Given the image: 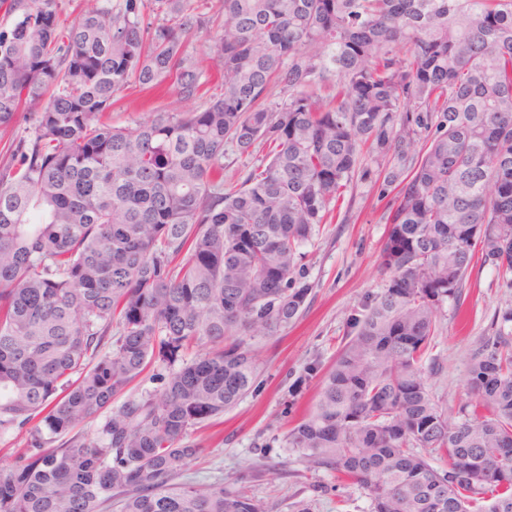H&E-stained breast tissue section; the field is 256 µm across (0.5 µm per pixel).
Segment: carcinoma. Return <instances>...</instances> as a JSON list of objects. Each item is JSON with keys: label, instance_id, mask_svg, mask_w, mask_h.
Instances as JSON below:
<instances>
[{"label": "carcinoma", "instance_id": "1", "mask_svg": "<svg viewBox=\"0 0 512 512\" xmlns=\"http://www.w3.org/2000/svg\"><path fill=\"white\" fill-rule=\"evenodd\" d=\"M218 2L87 0L70 21L65 0H0V128L26 124L0 169V438L26 433L0 512H264L175 482L187 437L256 389L251 340L299 318L305 248L360 180L388 206L387 279L288 447L371 512H512V307L462 408L426 363L474 262L512 287V0ZM201 35L224 92L112 125L133 85L203 98ZM156 363L162 385L130 392Z\"/></svg>", "mask_w": 512, "mask_h": 512}]
</instances>
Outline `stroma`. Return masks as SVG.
<instances>
[{
  "label": "stroma",
  "mask_w": 512,
  "mask_h": 512,
  "mask_svg": "<svg viewBox=\"0 0 512 512\" xmlns=\"http://www.w3.org/2000/svg\"><path fill=\"white\" fill-rule=\"evenodd\" d=\"M174 104L171 95L157 96L131 87L111 108L112 121L132 125L149 116L148 103ZM344 222L322 225L308 249L307 281L311 291L299 319L273 337L252 341L258 387L218 423L195 430L191 441L201 453L183 478L231 487L248 470L257 475L249 494L265 512H296L307 501L311 512H370L363 490L336 473L310 470L288 446L287 434L313 405L319 378L309 366L326 369L348 331V317L363 299L379 291L386 276L379 255L387 232V205L370 184H358L340 204ZM512 307V288L503 287L496 269L473 264L458 301L443 304L440 331L431 352L443 365L429 381L432 396L456 408L468 399L466 378L472 354L482 338L493 335L500 309Z\"/></svg>",
  "instance_id": "1"
}]
</instances>
